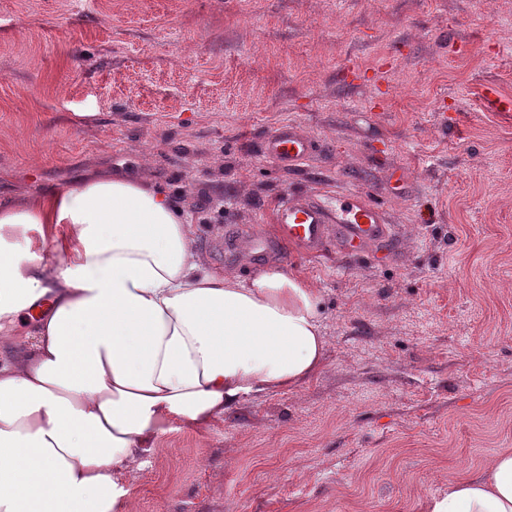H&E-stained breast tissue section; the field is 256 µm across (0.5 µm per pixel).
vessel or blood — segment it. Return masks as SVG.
<instances>
[{
	"mask_svg": "<svg viewBox=\"0 0 512 512\" xmlns=\"http://www.w3.org/2000/svg\"><path fill=\"white\" fill-rule=\"evenodd\" d=\"M311 152V137L294 127L277 129L263 145L267 158L289 167L303 164ZM331 237L340 248H363L395 240L383 209L353 190L336 198L325 194L284 195L276 207L273 231L244 233L242 243L254 261L264 262L285 258L291 246L310 254L321 252Z\"/></svg>",
	"mask_w": 512,
	"mask_h": 512,
	"instance_id": "1",
	"label": "vessel or blood"
}]
</instances>
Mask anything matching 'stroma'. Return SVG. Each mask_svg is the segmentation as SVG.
I'll return each instance as SVG.
<instances>
[{"mask_svg": "<svg viewBox=\"0 0 512 512\" xmlns=\"http://www.w3.org/2000/svg\"><path fill=\"white\" fill-rule=\"evenodd\" d=\"M512 0H0V203L164 187L209 268L284 193L354 188L399 241L283 269L327 341L299 389L164 434L126 512H426L512 448ZM296 125L298 167L264 138ZM313 139L295 127L277 129L263 145V154L284 166L298 167L312 153Z\"/></svg>", "mask_w": 512, "mask_h": 512, "instance_id": "1", "label": "stroma"}]
</instances>
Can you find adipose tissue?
<instances>
[{
	"label": "adipose tissue",
	"mask_w": 512,
	"mask_h": 512,
	"mask_svg": "<svg viewBox=\"0 0 512 512\" xmlns=\"http://www.w3.org/2000/svg\"><path fill=\"white\" fill-rule=\"evenodd\" d=\"M1 345L0 512H126L162 435L298 389L327 348L309 281L206 268L167 192L106 171L0 204ZM429 512H512V449Z\"/></svg>",
	"instance_id": "ef3b65f1"
}]
</instances>
